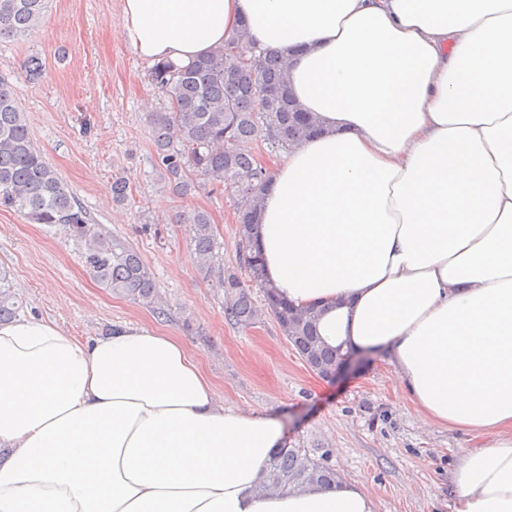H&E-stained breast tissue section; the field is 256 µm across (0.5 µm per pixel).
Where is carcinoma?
Here are the masks:
<instances>
[{
    "instance_id": "1",
    "label": "carcinoma",
    "mask_w": 512,
    "mask_h": 512,
    "mask_svg": "<svg viewBox=\"0 0 512 512\" xmlns=\"http://www.w3.org/2000/svg\"><path fill=\"white\" fill-rule=\"evenodd\" d=\"M48 0H0V39L38 32ZM149 80L163 97L148 123L164 188L183 199L193 191L229 188L234 193L240 246L238 261L246 278L234 273L218 277L224 291V319L250 328L262 312L273 316L302 360L330 371L344 356L324 345L316 327L319 313L300 310L276 295L268 284L251 237L265 191L271 182L255 156L245 149L260 143L271 153L289 151L316 131L317 118L295 104L289 90L287 59L253 46L246 28L224 45L187 66L154 64ZM21 214L31 224L55 226L83 244L84 266L113 294L168 316L156 277L126 242L114 237L75 197L69 185L36 146L13 85L0 77V209ZM190 227L191 260L204 278L215 272L220 244L211 217L203 209L178 216ZM263 292L264 309L251 289ZM23 302L7 272L0 271V324L16 319ZM338 475L324 458L304 448L284 445L269 460L260 491H303L329 485Z\"/></svg>"
}]
</instances>
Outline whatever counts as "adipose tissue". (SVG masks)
<instances>
[{
    "mask_svg": "<svg viewBox=\"0 0 512 512\" xmlns=\"http://www.w3.org/2000/svg\"><path fill=\"white\" fill-rule=\"evenodd\" d=\"M121 19L150 64L243 26L288 58L322 129L252 227L268 282L469 433L449 512H512V0H122ZM283 441L151 326L0 324V512H377L354 482L260 492Z\"/></svg>",
    "mask_w": 512,
    "mask_h": 512,
    "instance_id": "adipose-tissue-1",
    "label": "adipose tissue"
}]
</instances>
